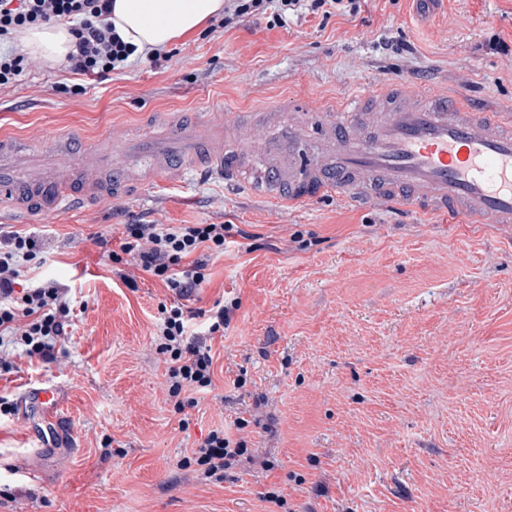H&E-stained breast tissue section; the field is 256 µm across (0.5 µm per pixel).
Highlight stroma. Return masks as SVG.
Instances as JSON below:
<instances>
[{
    "instance_id": "35a3bbf8",
    "label": "stroma",
    "mask_w": 512,
    "mask_h": 512,
    "mask_svg": "<svg viewBox=\"0 0 512 512\" xmlns=\"http://www.w3.org/2000/svg\"><path fill=\"white\" fill-rule=\"evenodd\" d=\"M358 14L215 20L102 82L33 57L0 89V133L148 137L182 112L292 116L407 79L512 103V0H360ZM234 224L192 298L233 305L213 384L178 414L156 350L174 297L128 287L98 237ZM73 302L50 361L0 371V512H512V229L372 202L260 199L200 170L32 218ZM61 389L52 413L23 393ZM188 419L181 428L180 419ZM247 451L223 481L180 461L213 429ZM110 448H102L103 439ZM280 496L274 505L270 495Z\"/></svg>"
}]
</instances>
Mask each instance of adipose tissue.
<instances>
[{"label":"adipose tissue","mask_w":512,"mask_h":512,"mask_svg":"<svg viewBox=\"0 0 512 512\" xmlns=\"http://www.w3.org/2000/svg\"><path fill=\"white\" fill-rule=\"evenodd\" d=\"M223 10L224 0H112L111 21L139 51H159ZM74 44L67 24L35 26L21 37L26 53L52 64L64 61Z\"/></svg>","instance_id":"1"}]
</instances>
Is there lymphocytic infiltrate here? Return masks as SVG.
Wrapping results in <instances>:
<instances>
[{
    "label": "lymphocytic infiltrate",
    "mask_w": 512,
    "mask_h": 512,
    "mask_svg": "<svg viewBox=\"0 0 512 512\" xmlns=\"http://www.w3.org/2000/svg\"><path fill=\"white\" fill-rule=\"evenodd\" d=\"M323 15L357 14L359 0H230L233 17L272 13L281 20L299 9ZM111 0H0V40L11 39L27 28L68 21L74 23L76 50L66 58L73 74L105 79L124 68L135 54V45L124 41L109 22ZM234 227L230 224H128L118 249L109 251L119 265L121 280L136 287L135 273L142 270L157 278L175 297L162 308L157 325L156 349L167 365L166 390L176 411L185 408V395L212 385L213 357L209 346L192 340L190 322L195 314L183 306L207 281L211 255L221 254ZM0 251V369L12 366L14 351L49 359L71 307L55 283L37 288H18L27 263L40 248L35 232L15 230L4 238ZM246 452L243 441L232 440L224 431H210L184 466H199L205 478L223 480L225 469Z\"/></svg>",
    "instance_id": "lymphocytic-infiltrate-1"
}]
</instances>
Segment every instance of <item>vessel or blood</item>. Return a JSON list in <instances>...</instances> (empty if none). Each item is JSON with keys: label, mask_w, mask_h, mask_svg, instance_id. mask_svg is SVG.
Instances as JSON below:
<instances>
[{"label": "vessel or blood", "mask_w": 512, "mask_h": 512, "mask_svg": "<svg viewBox=\"0 0 512 512\" xmlns=\"http://www.w3.org/2000/svg\"><path fill=\"white\" fill-rule=\"evenodd\" d=\"M209 122L200 112L171 122L161 138L104 145L78 135L35 143L1 135L0 212L59 211L206 168L271 200L378 199L468 224H512V110L430 98L397 82L359 85L314 124H285L281 138L256 151L242 147L239 134L209 139ZM24 401L49 412L60 397L43 386L28 389Z\"/></svg>", "instance_id": "vessel-or-blood-1"}]
</instances>
